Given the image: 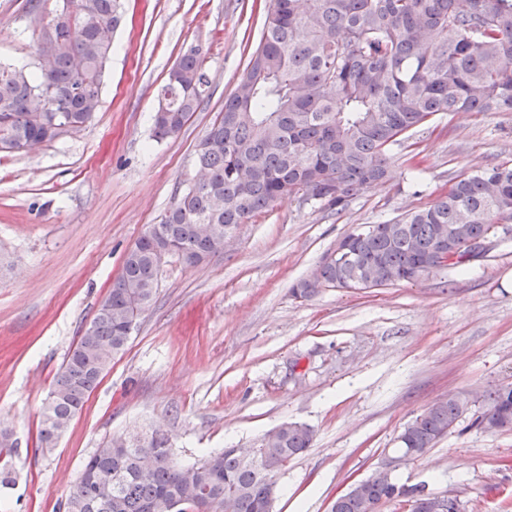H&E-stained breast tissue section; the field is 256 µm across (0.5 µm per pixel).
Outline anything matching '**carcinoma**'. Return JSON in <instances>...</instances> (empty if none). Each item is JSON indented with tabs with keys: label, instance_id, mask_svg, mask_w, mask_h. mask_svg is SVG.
Here are the masks:
<instances>
[{
	"label": "carcinoma",
	"instance_id": "obj_1",
	"mask_svg": "<svg viewBox=\"0 0 512 512\" xmlns=\"http://www.w3.org/2000/svg\"><path fill=\"white\" fill-rule=\"evenodd\" d=\"M68 22L45 46L52 67L0 64V153L49 137L52 120L86 124L121 23L119 0H62ZM158 94L154 136L180 133L209 96L204 59L181 55ZM441 112H512V0H268L257 49L224 108L197 146L202 181L189 184L126 254L124 274L101 301L68 355L44 407L39 441L50 448L84 407L127 326L153 304L158 254L189 266L204 262L234 233L290 197L341 212L380 183L392 149ZM326 191L305 197L310 182ZM512 218V166L476 167L428 207L359 226L337 241L346 261L321 259L317 275L290 288L310 299L377 267L405 282L430 274L441 234L468 224L483 236ZM473 425L512 430V388L488 394ZM466 403L453 395L426 408L399 435L417 459L454 429ZM312 430L286 423L266 434L250 461L225 448L192 464L177 462L167 434H114L85 462L67 512H270L276 473L312 447ZM16 446L0 426V492L14 486ZM396 482L367 483L338 512H377L405 494Z\"/></svg>",
	"mask_w": 512,
	"mask_h": 512
}]
</instances>
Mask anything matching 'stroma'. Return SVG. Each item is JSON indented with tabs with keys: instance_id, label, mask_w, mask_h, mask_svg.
I'll return each instance as SVG.
<instances>
[{
	"instance_id": "obj_1",
	"label": "stroma",
	"mask_w": 512,
	"mask_h": 512,
	"mask_svg": "<svg viewBox=\"0 0 512 512\" xmlns=\"http://www.w3.org/2000/svg\"><path fill=\"white\" fill-rule=\"evenodd\" d=\"M265 0H121L101 105L82 130L0 155V422L17 444L0 512H65L109 436L162 428L191 462L250 448L285 423L314 433L278 477L274 512H329L398 451L434 401L469 402L459 425L395 472L456 497L461 512H512V431L473 429L486 392L512 385V238L485 258L411 283L307 301L290 289L358 224L433 203L472 167L512 161V112L436 116L394 150L384 183L328 215L283 199L188 267L169 259L142 315L55 447L38 428L52 383L119 275L124 253L189 182L199 142L259 43ZM57 0H0V61L33 64ZM209 95L179 135L152 136L157 90L190 48Z\"/></svg>"
}]
</instances>
